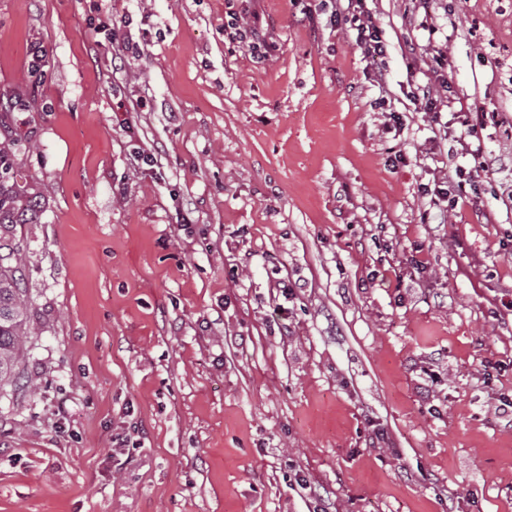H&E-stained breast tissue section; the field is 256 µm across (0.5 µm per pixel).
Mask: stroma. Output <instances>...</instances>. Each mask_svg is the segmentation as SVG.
<instances>
[{"label":"stroma","mask_w":512,"mask_h":512,"mask_svg":"<svg viewBox=\"0 0 512 512\" xmlns=\"http://www.w3.org/2000/svg\"><path fill=\"white\" fill-rule=\"evenodd\" d=\"M363 6L385 59L297 0H0V183L35 212L0 512H512V8ZM477 143L440 217L420 187ZM229 19L224 23V36L232 41L244 42L250 53L258 58L263 59L267 56L272 45L266 40V33L262 31V27L255 21L251 26H243L240 24V18L236 13L227 12ZM242 28H245L243 31ZM488 168L489 166L485 160L478 161V166L474 165L468 172L456 170V179L448 176V180L434 183L433 189L426 185V191L435 196L438 203H447L441 209L443 215L445 212L448 213V210H454L458 206L459 200L466 197V185H469L472 189L475 188L476 179L480 178V170L486 171Z\"/></svg>","instance_id":"1"}]
</instances>
